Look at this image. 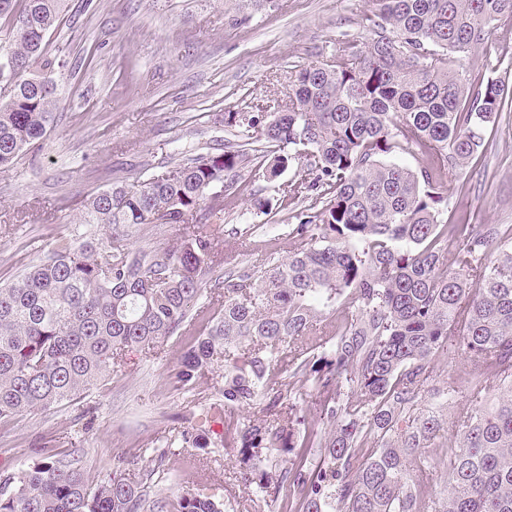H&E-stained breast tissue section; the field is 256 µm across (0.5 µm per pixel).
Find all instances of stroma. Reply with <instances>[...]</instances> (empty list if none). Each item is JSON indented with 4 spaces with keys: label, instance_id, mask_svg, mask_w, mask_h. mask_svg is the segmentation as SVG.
I'll return each instance as SVG.
<instances>
[{
    "label": "stroma",
    "instance_id": "35a3bbf8",
    "mask_svg": "<svg viewBox=\"0 0 512 512\" xmlns=\"http://www.w3.org/2000/svg\"><path fill=\"white\" fill-rule=\"evenodd\" d=\"M370 0H68L59 29L45 39L62 54L52 129L33 149L0 166V281H11L46 255L89 195L115 180L146 178L177 154L215 152L233 139L225 113L269 111L288 96L286 73L322 61L343 42H367L360 24ZM470 82L512 88V25L465 61ZM246 194L224 211L215 243L234 249L233 228L278 234L288 211L260 213L254 198L272 197L268 182L243 173ZM448 221L512 229V100L484 132V148L448 178ZM186 339L145 354L132 349L106 393L79 404L0 420V476L18 473L44 447L79 459L96 476L127 460L147 465L155 448L191 428L198 405L213 402L222 381L210 373L192 389L169 375ZM238 449L207 447L166 459L155 491L175 498L205 487L240 508L254 494L237 478Z\"/></svg>",
    "mask_w": 512,
    "mask_h": 512
}]
</instances>
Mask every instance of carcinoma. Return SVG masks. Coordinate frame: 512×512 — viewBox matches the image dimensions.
<instances>
[{"label": "carcinoma", "mask_w": 512, "mask_h": 512, "mask_svg": "<svg viewBox=\"0 0 512 512\" xmlns=\"http://www.w3.org/2000/svg\"><path fill=\"white\" fill-rule=\"evenodd\" d=\"M66 2L0 0V60L12 62L0 65V165L53 122L48 73L60 61L45 38ZM372 2L361 16L369 41L295 66L284 109L226 112L238 139L224 151L89 196L73 233L0 286V420L101 393L126 351L186 336L176 384L224 373L219 402L199 406L179 443L200 448L224 425L220 446L251 462L240 479L265 512H429L437 497V512H512V238L497 224L443 223L448 175L479 153L508 95L499 80L469 82L456 62L512 22V0ZM293 162L301 174L276 186V202L309 204L284 225L288 256L247 226L238 248L265 259L218 258L213 224L241 171L274 183ZM167 227L178 243L127 244ZM459 351L475 360L463 405L438 385L437 360ZM311 393L323 433L302 407ZM257 407L262 423L234 418ZM296 448L299 460L286 459ZM153 475L118 466L91 478L47 449L0 479V512H224L201 489L170 508Z\"/></svg>", "instance_id": "cac0c4a2"}]
</instances>
